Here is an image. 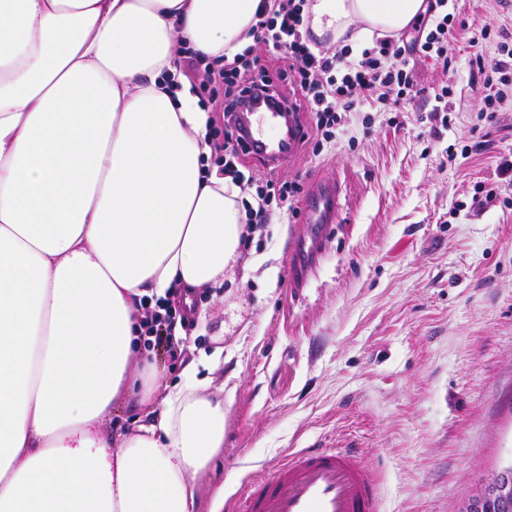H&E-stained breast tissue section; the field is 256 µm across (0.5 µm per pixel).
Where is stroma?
I'll use <instances>...</instances> for the list:
<instances>
[{
	"label": "stroma",
	"mask_w": 512,
	"mask_h": 512,
	"mask_svg": "<svg viewBox=\"0 0 512 512\" xmlns=\"http://www.w3.org/2000/svg\"><path fill=\"white\" fill-rule=\"evenodd\" d=\"M447 57L410 64L430 95L401 111L363 103L320 152L304 146L277 177L340 182L343 208L316 269L288 285L296 223L272 209L243 252L277 270L235 282L242 323L223 330V295L198 294L174 385L223 348L212 391H233L224 446L193 478L197 512H230L247 482L300 448H353L383 512H458L512 462V96L482 117L477 91L512 46V0H448ZM489 39H481L482 29ZM448 91V111L434 91ZM498 198L481 206L477 186Z\"/></svg>",
	"instance_id": "1"
}]
</instances>
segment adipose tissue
Instances as JSON below:
<instances>
[{
  "label": "adipose tissue",
  "instance_id": "ef3b65f1",
  "mask_svg": "<svg viewBox=\"0 0 512 512\" xmlns=\"http://www.w3.org/2000/svg\"><path fill=\"white\" fill-rule=\"evenodd\" d=\"M262 0H0V512H194L232 395L133 374L147 301L233 281L239 185L179 50L233 58ZM310 27L397 36L427 0H309ZM144 418L108 440L122 399Z\"/></svg>",
  "mask_w": 512,
  "mask_h": 512
}]
</instances>
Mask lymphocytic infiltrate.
<instances>
[{
	"mask_svg": "<svg viewBox=\"0 0 512 512\" xmlns=\"http://www.w3.org/2000/svg\"><path fill=\"white\" fill-rule=\"evenodd\" d=\"M447 0H430L426 12L412 25L410 42L399 43L390 38L375 39L361 52L344 47L340 53L325 56L314 52L303 35L306 0H269L268 7L256 14L251 29L254 43L234 56L231 62L217 68L202 65L189 57L186 67L199 76L203 85L222 88L210 102L221 112L223 125L211 128L209 144L212 153L224 161V173L236 184L256 189L258 206L248 209V224L266 223L271 207L283 209L290 218L297 217L299 181H278L246 166V152L239 147L232 125V115L248 92L278 90L292 99L296 111L309 115L317 137L330 140L344 115L358 103L374 101L386 108H399L401 103L423 96L425 88L414 81L408 67L407 53L444 57L448 38L455 28L450 14L445 13ZM264 45L270 60L262 62L254 44ZM182 306L157 300L147 309L140 322L139 335L147 348L172 344L177 324L188 323Z\"/></svg>",
	"mask_w": 512,
	"mask_h": 512,
	"instance_id": "obj_1",
	"label": "lymphocytic infiltrate"
}]
</instances>
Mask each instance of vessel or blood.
<instances>
[{"instance_id":"obj_1","label":"vessel or blood","mask_w":512,"mask_h":512,"mask_svg":"<svg viewBox=\"0 0 512 512\" xmlns=\"http://www.w3.org/2000/svg\"><path fill=\"white\" fill-rule=\"evenodd\" d=\"M237 120L250 157L266 167L292 159L306 132L285 102L264 97L243 105ZM339 206L334 184L317 186L302 200L288 259L290 282L303 281L317 263ZM233 512H382V500L355 449L303 448L252 479Z\"/></svg>"}]
</instances>
